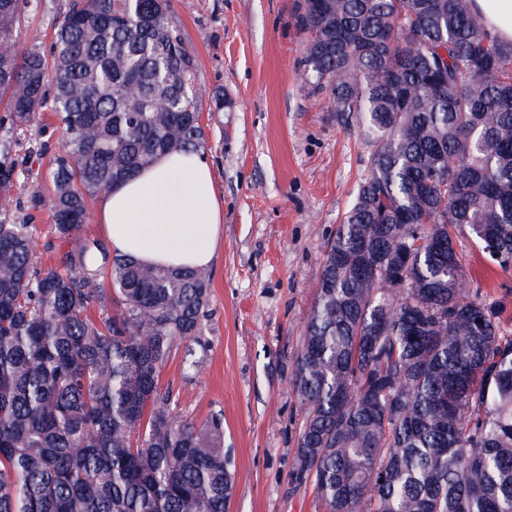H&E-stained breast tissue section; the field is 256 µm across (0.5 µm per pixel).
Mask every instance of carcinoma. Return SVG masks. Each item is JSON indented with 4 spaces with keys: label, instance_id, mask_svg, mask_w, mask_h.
Here are the masks:
<instances>
[{
    "label": "carcinoma",
    "instance_id": "obj_1",
    "mask_svg": "<svg viewBox=\"0 0 512 512\" xmlns=\"http://www.w3.org/2000/svg\"><path fill=\"white\" fill-rule=\"evenodd\" d=\"M471 2L297 4L314 92L374 146L293 380L295 483L313 480L325 512H512V336L455 241L512 270V44ZM27 3L0 0V108L16 129L48 110L64 140L53 192L31 195L53 241L12 218L0 164V512H228L221 415L180 419L159 387L202 333L208 270L81 235L89 198L204 147L193 59L169 0H68L52 59L19 52Z\"/></svg>",
    "mask_w": 512,
    "mask_h": 512
}]
</instances>
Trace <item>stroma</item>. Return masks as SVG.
<instances>
[{
	"mask_svg": "<svg viewBox=\"0 0 512 512\" xmlns=\"http://www.w3.org/2000/svg\"><path fill=\"white\" fill-rule=\"evenodd\" d=\"M68 0H30L18 34L49 50ZM296 0H171L170 24L194 62L205 132L203 153L224 198V244L209 273L202 334L177 344L159 385L175 413L194 422L224 417L234 462L229 512H324L314 484L296 486L302 425L292 389L321 259L368 173L371 146L355 118L337 115L303 75ZM63 134L52 113L28 131L0 111V162L14 165L15 215L52 236L51 213L30 207L53 191ZM37 180H30L28 172ZM472 288L500 310L512 334V271L457 237ZM193 364H185V355Z\"/></svg>",
	"mask_w": 512,
	"mask_h": 512,
	"instance_id": "35a3bbf8",
	"label": "stroma"
}]
</instances>
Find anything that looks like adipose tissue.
I'll return each mask as SVG.
<instances>
[{
    "label": "adipose tissue",
    "instance_id": "1",
    "mask_svg": "<svg viewBox=\"0 0 512 512\" xmlns=\"http://www.w3.org/2000/svg\"><path fill=\"white\" fill-rule=\"evenodd\" d=\"M96 222L112 253L165 268L210 267L224 200L201 152H172L101 194Z\"/></svg>",
    "mask_w": 512,
    "mask_h": 512
}]
</instances>
